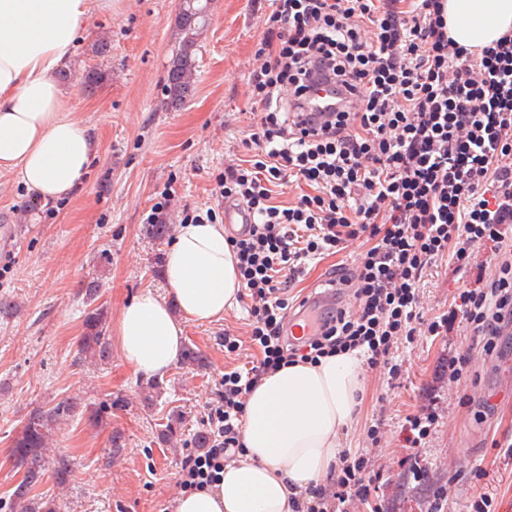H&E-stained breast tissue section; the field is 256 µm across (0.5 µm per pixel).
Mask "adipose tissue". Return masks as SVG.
<instances>
[{"instance_id":"ef3b65f1","label":"adipose tissue","mask_w":512,"mask_h":512,"mask_svg":"<svg viewBox=\"0 0 512 512\" xmlns=\"http://www.w3.org/2000/svg\"><path fill=\"white\" fill-rule=\"evenodd\" d=\"M112 0H0V172L53 202L78 185L96 151L90 128L65 110L56 74L67 68L93 10ZM448 32L468 48L512 30V0H447ZM168 296L147 290L124 306L117 340L127 364L161 377L179 361L185 323L222 319L241 290L223 225H183L166 254ZM361 384L354 354L264 375L246 400V449L208 490L181 496L177 512H290L300 488L335 465L339 432Z\"/></svg>"}]
</instances>
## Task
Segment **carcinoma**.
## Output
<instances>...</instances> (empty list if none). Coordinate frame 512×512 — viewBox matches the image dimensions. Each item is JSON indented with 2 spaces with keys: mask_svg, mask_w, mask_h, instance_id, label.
Returning a JSON list of instances; mask_svg holds the SVG:
<instances>
[{
  "mask_svg": "<svg viewBox=\"0 0 512 512\" xmlns=\"http://www.w3.org/2000/svg\"><path fill=\"white\" fill-rule=\"evenodd\" d=\"M208 0H179L176 28L178 41L169 59L164 78L166 109L179 108L191 95V78L196 69L198 40L207 26ZM107 77L101 69L82 73L83 88L93 90ZM80 351L101 361L110 357V343L106 336L105 317L96 309L87 313L84 333L80 337ZM74 412V405L67 400L57 403L47 411L36 410L28 418L21 432L13 440V454L17 464L25 468L23 479L7 496L0 498V512H59L53 498H36L34 486L48 470L43 456L48 429Z\"/></svg>",
  "mask_w": 512,
  "mask_h": 512,
  "instance_id": "cac0c4a2",
  "label": "carcinoma"
}]
</instances>
